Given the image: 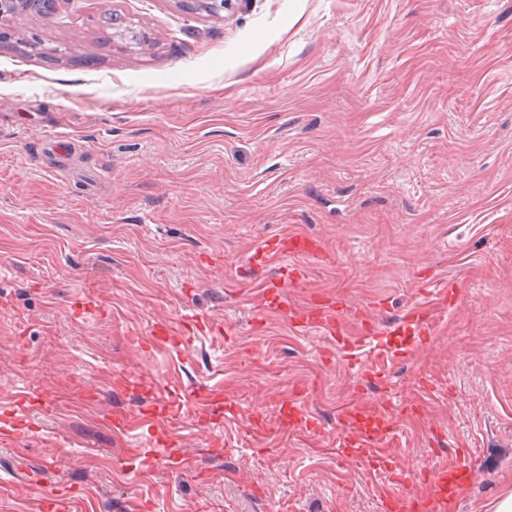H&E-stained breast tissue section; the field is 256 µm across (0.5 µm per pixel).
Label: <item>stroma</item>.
<instances>
[{
	"label": "stroma",
	"instance_id": "35a3bbf8",
	"mask_svg": "<svg viewBox=\"0 0 512 512\" xmlns=\"http://www.w3.org/2000/svg\"><path fill=\"white\" fill-rule=\"evenodd\" d=\"M289 234L322 257L283 259L298 285L269 310L250 255ZM436 283L458 296L427 336L403 317ZM319 296L372 319L362 346L291 323ZM160 323L189 344L142 346ZM305 383L315 429L284 433ZM203 386L223 394L200 422ZM356 394L394 413L410 483L469 450L452 512L512 492V0L0 18V512H36L32 473L74 512H380L384 475L337 447Z\"/></svg>",
	"mask_w": 512,
	"mask_h": 512
}]
</instances>
